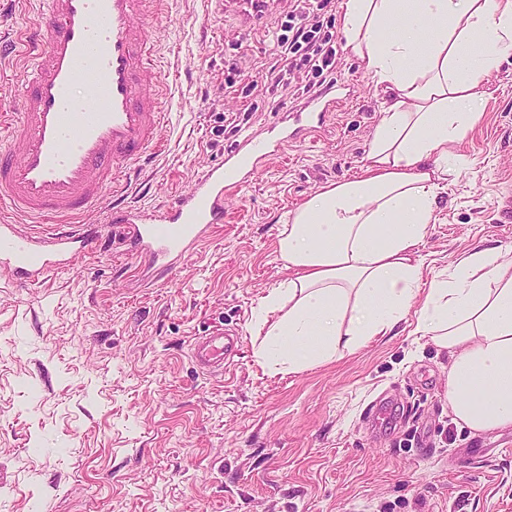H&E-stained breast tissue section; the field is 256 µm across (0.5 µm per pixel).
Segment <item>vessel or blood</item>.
<instances>
[{"label":"vessel or blood","mask_w":512,"mask_h":512,"mask_svg":"<svg viewBox=\"0 0 512 512\" xmlns=\"http://www.w3.org/2000/svg\"><path fill=\"white\" fill-rule=\"evenodd\" d=\"M167 2L47 0L23 33L28 67L20 132L0 152V274L9 280L39 284L94 253L106 237L173 271L223 223L226 199L298 135L318 131L339 105L324 93L308 96L297 130L283 126L273 135L244 137L165 209L118 203L107 224L83 223L111 190L118 168L160 141L168 66L142 19ZM233 345L230 333L219 331L195 342L194 355L218 366Z\"/></svg>","instance_id":"vessel-or-blood-1"}]
</instances>
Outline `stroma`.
Returning <instances> with one entry per match:
<instances>
[{"label": "stroma", "mask_w": 512, "mask_h": 512, "mask_svg": "<svg viewBox=\"0 0 512 512\" xmlns=\"http://www.w3.org/2000/svg\"><path fill=\"white\" fill-rule=\"evenodd\" d=\"M275 0L257 18L230 0H172L145 20L178 90L156 154L117 184L148 182L167 204L294 107L288 93L242 97L224 85L240 62L259 78L278 59ZM325 126L268 162L225 205L224 222L171 273L104 249L40 287L0 275V512H512V428L470 433L448 404V355L394 335L297 373L257 362L263 298L287 279L282 225L320 186L358 177L383 95L337 39ZM21 55L0 62V148L19 130ZM484 117L448 159L437 221L418 247L423 279L477 247L512 244V58L483 87ZM235 329L223 371L191 355L195 337ZM398 406L376 426L379 400Z\"/></svg>", "instance_id": "stroma-1"}]
</instances>
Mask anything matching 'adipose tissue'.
<instances>
[{
	"instance_id": "obj_1",
	"label": "adipose tissue",
	"mask_w": 512,
	"mask_h": 512,
	"mask_svg": "<svg viewBox=\"0 0 512 512\" xmlns=\"http://www.w3.org/2000/svg\"><path fill=\"white\" fill-rule=\"evenodd\" d=\"M346 47L390 103L360 177L319 188L279 235L291 274L257 351L291 372L385 336L408 314L448 351V403L474 433L512 428V245L422 287L415 249L437 220L448 158L480 121L479 90L512 56V0H344Z\"/></svg>"
}]
</instances>
